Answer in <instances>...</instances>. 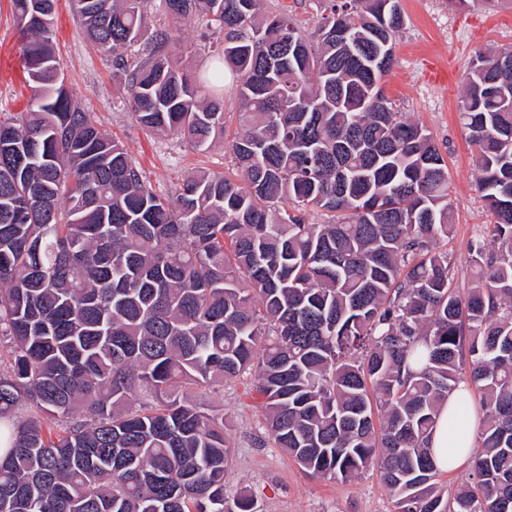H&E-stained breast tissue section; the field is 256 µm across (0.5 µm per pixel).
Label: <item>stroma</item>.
<instances>
[{
	"mask_svg": "<svg viewBox=\"0 0 512 512\" xmlns=\"http://www.w3.org/2000/svg\"><path fill=\"white\" fill-rule=\"evenodd\" d=\"M404 27L395 42L396 63L383 79L395 111L432 135L448 166L452 230L439 244L451 260L457 288H468L472 249L486 238L491 215L481 197L476 150L460 115V98L476 54L512 50V0H401ZM322 0H262L264 14L293 15L316 37ZM55 44L65 84L81 111L119 139L153 190L170 194L187 175L233 169L229 142L240 129L233 85L224 89V136L199 149L177 139H159L142 128L126 106V93L112 80V65L88 42L74 0H57ZM21 36L8 0H0V120L19 118L30 99L21 57ZM254 374L245 372L221 387L193 390L205 409L224 412L233 448L226 478L228 495L244 492L261 512H395V502L377 473L349 483L313 477L277 448L262 424Z\"/></svg>",
	"mask_w": 512,
	"mask_h": 512,
	"instance_id": "obj_1",
	"label": "stroma"
}]
</instances>
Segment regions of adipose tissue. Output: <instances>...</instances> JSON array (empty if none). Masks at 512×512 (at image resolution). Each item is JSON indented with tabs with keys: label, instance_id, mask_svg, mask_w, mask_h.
I'll return each instance as SVG.
<instances>
[{
	"label": "adipose tissue",
	"instance_id": "obj_1",
	"mask_svg": "<svg viewBox=\"0 0 512 512\" xmlns=\"http://www.w3.org/2000/svg\"><path fill=\"white\" fill-rule=\"evenodd\" d=\"M474 418L449 399L441 409L438 423L431 438L432 459L439 471L453 473L467 466L473 457Z\"/></svg>",
	"mask_w": 512,
	"mask_h": 512
}]
</instances>
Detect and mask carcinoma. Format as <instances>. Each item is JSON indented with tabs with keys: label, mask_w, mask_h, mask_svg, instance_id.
I'll return each mask as SVG.
<instances>
[{
	"label": "carcinoma",
	"mask_w": 512,
	"mask_h": 512,
	"mask_svg": "<svg viewBox=\"0 0 512 512\" xmlns=\"http://www.w3.org/2000/svg\"><path fill=\"white\" fill-rule=\"evenodd\" d=\"M32 96L0 121V419L24 399L61 422H11L0 512H259L224 494V416L188 389L255 371L264 424L304 471L373 470L395 512H512V50L471 63L460 116L492 216L470 287L453 285L448 167L380 87L399 0H324L313 42L259 0H76L136 121L202 148L224 135L236 79L241 181L196 172L164 197L72 105L55 0H10ZM198 17L222 49L183 58ZM151 49L131 61L140 39ZM340 214L308 224L306 213ZM470 360L481 451L453 499L429 439ZM152 394L129 408L136 391Z\"/></svg>",
	"instance_id": "1"
}]
</instances>
